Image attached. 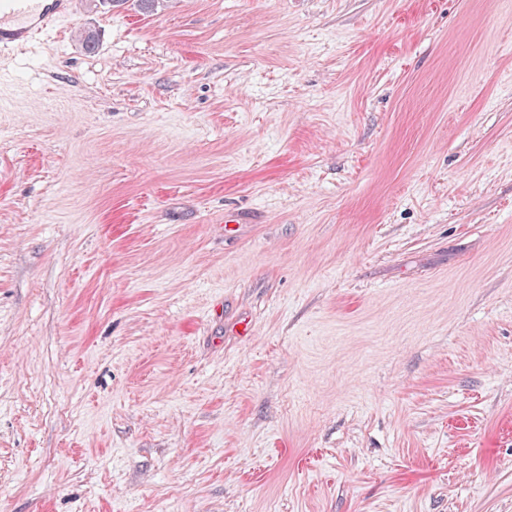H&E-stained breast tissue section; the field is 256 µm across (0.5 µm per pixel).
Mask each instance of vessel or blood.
I'll list each match as a JSON object with an SVG mask.
<instances>
[{
  "instance_id": "b4317fda",
  "label": "vessel or blood",
  "mask_w": 512,
  "mask_h": 512,
  "mask_svg": "<svg viewBox=\"0 0 512 512\" xmlns=\"http://www.w3.org/2000/svg\"><path fill=\"white\" fill-rule=\"evenodd\" d=\"M76 0H0V44H22L54 20L70 16Z\"/></svg>"
}]
</instances>
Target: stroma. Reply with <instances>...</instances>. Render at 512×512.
<instances>
[{"instance_id":"1","label":"stroma","mask_w":512,"mask_h":512,"mask_svg":"<svg viewBox=\"0 0 512 512\" xmlns=\"http://www.w3.org/2000/svg\"><path fill=\"white\" fill-rule=\"evenodd\" d=\"M0 512H512V0L0 47Z\"/></svg>"}]
</instances>
